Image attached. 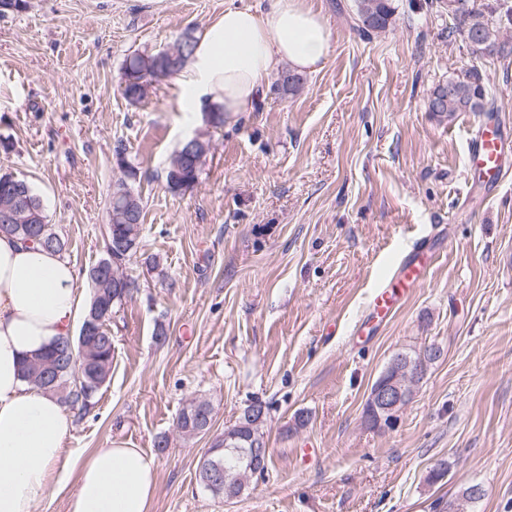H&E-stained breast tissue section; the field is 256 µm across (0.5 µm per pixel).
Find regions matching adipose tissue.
Returning a JSON list of instances; mask_svg holds the SVG:
<instances>
[{"mask_svg":"<svg viewBox=\"0 0 512 512\" xmlns=\"http://www.w3.org/2000/svg\"><path fill=\"white\" fill-rule=\"evenodd\" d=\"M330 32L312 0H270L265 10L228 6L197 40L180 74L183 108L253 112L279 62L316 70ZM87 303L61 254L0 234V512H33L52 488L75 481L68 512H150L153 458L137 448H98L73 461L68 407L21 377L22 357L71 335Z\"/></svg>","mask_w":512,"mask_h":512,"instance_id":"obj_1","label":"adipose tissue"}]
</instances>
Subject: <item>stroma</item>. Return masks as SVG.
I'll use <instances>...</instances> for the list:
<instances>
[{"label": "stroma", "instance_id": "1", "mask_svg": "<svg viewBox=\"0 0 512 512\" xmlns=\"http://www.w3.org/2000/svg\"><path fill=\"white\" fill-rule=\"evenodd\" d=\"M313 2L325 61L297 95L220 126L183 112L175 76L129 103L124 63L267 0H28L0 15V172L31 180L65 258L84 275L104 255L117 144L144 205L126 265L140 290L112 320V372L67 448L143 450L151 512H447L473 484L484 494L463 512H512V176L490 190L466 173L483 113L426 106L438 82L468 78L469 50L448 33V0H393L368 41L353 0ZM197 132L212 142L200 179L171 193L165 168ZM419 238L440 251L426 283L360 340L374 283ZM430 345L442 355L397 425L365 424L391 357ZM198 397L212 426L187 440L176 418ZM254 400L269 406L268 471L227 502L197 464Z\"/></svg>", "mask_w": 512, "mask_h": 512}]
</instances>
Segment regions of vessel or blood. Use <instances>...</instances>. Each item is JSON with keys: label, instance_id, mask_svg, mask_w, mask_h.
<instances>
[{"label": "vessel or blood", "instance_id": "1", "mask_svg": "<svg viewBox=\"0 0 512 512\" xmlns=\"http://www.w3.org/2000/svg\"><path fill=\"white\" fill-rule=\"evenodd\" d=\"M467 169L493 187L499 186L512 171V143L499 124L488 122L477 129L469 143ZM435 254V248L426 241L412 245L391 275L373 288L369 302L370 323H385L414 290L424 285Z\"/></svg>", "mask_w": 512, "mask_h": 512}]
</instances>
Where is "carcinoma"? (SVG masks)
<instances>
[{
  "label": "carcinoma",
  "instance_id": "obj_1",
  "mask_svg": "<svg viewBox=\"0 0 512 512\" xmlns=\"http://www.w3.org/2000/svg\"><path fill=\"white\" fill-rule=\"evenodd\" d=\"M396 7L393 0H355L352 29L362 39L369 40L373 34L386 30L392 23ZM448 16L454 21L449 34L453 35L456 28L463 27L466 35L472 38L468 45L472 56V69L466 80L448 78L436 85L427 98V111L439 118L453 119L469 112H484L489 116L499 111L497 98L491 91L489 82L485 81L480 70L482 61L489 57L500 62L512 60V0H495V3L483 11L470 4V0H448ZM195 43L180 41L172 46V53L177 55L173 74H178L191 57ZM158 54H135L126 60L124 66V97L131 103L144 99L148 89L141 80L145 73L157 64ZM304 85V78L298 73L284 72L272 85L271 91L280 96H294ZM210 141L203 138L193 152L185 151L180 145L172 154L165 171L166 187L172 193L183 191V184L199 180ZM122 176L112 184L109 197L108 222L106 224L105 257L100 259L88 270L87 282L92 289L88 311H93L100 300L99 292L111 296L118 292L113 287L116 282L128 285L126 293L120 295L111 306L110 316L101 324V330L94 335L92 349L83 354L80 351L68 352V338H59L45 352L43 361L58 369L54 375L55 382L48 385L42 377L35 375L29 362H23L22 374L25 381L35 388L50 391L59 396L72 409L87 410L100 387L105 383L112 368V332L110 325L112 315L116 314L124 302L132 299L137 293L138 281L125 272L126 262L137 253L140 243L141 225L144 219V208L141 196L135 192L131 181L136 179L137 172L130 163L120 166ZM17 181L27 188L25 202L18 205L12 195L4 188V180L0 177V209L6 207L19 208L22 211L20 226L44 224L47 226V249L63 253L66 248L65 239L50 224L44 213L41 201L35 193L32 183L25 177H17ZM129 239L134 248L119 256L120 263L110 266L112 255L119 250L118 242ZM410 356L421 373H426L429 364L440 358L441 351L428 347L420 352H398L391 361L402 356ZM214 414L212 403L204 398H195L187 402L181 409L176 428L187 438L199 434L197 418L202 410ZM265 424L247 425L238 431V438L222 443L218 440L209 449L211 457L223 460L224 471L228 481L245 485V480L253 476L251 462L246 453L250 447L249 439L253 436L265 435Z\"/></svg>",
  "mask_w": 512,
  "mask_h": 512
}]
</instances>
